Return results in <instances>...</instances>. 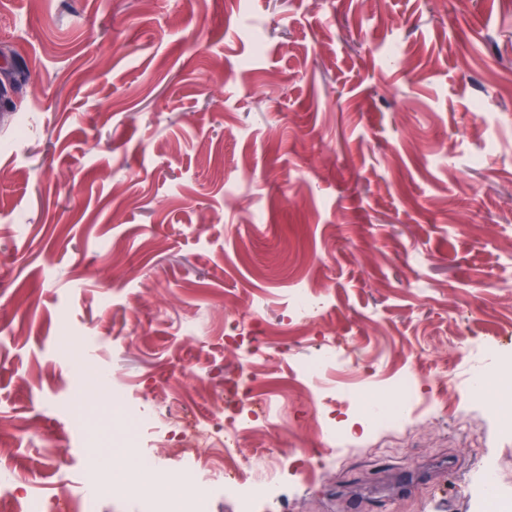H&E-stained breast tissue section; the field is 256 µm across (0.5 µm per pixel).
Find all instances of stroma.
I'll return each instance as SVG.
<instances>
[{"label": "stroma", "mask_w": 512, "mask_h": 512, "mask_svg": "<svg viewBox=\"0 0 512 512\" xmlns=\"http://www.w3.org/2000/svg\"><path fill=\"white\" fill-rule=\"evenodd\" d=\"M2 48L25 66L0 103V469L25 494L84 493L70 398L109 428L112 393L154 399L144 454L168 403L212 419L237 310L262 434L296 451L261 512H475L488 468L512 499V433L473 386L512 360L489 285L512 278V0H0ZM300 283L327 299L303 334ZM332 350L324 396L385 400L403 372L440 396L334 444L291 386Z\"/></svg>", "instance_id": "35a3bbf8"}]
</instances>
